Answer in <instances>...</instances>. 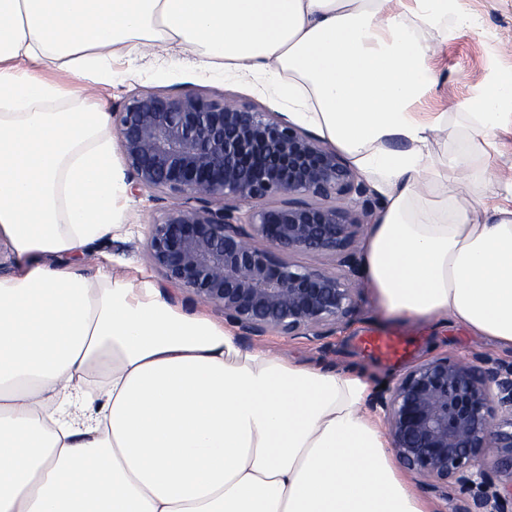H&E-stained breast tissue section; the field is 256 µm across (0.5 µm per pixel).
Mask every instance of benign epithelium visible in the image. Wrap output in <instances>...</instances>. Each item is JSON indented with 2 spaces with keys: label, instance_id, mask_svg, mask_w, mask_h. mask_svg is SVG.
Instances as JSON below:
<instances>
[{
  "label": "benign epithelium",
  "instance_id": "7a95c632",
  "mask_svg": "<svg viewBox=\"0 0 512 512\" xmlns=\"http://www.w3.org/2000/svg\"><path fill=\"white\" fill-rule=\"evenodd\" d=\"M130 191L167 200L145 250L243 336L319 340L355 308L354 247L379 208L334 149L273 112L145 90L112 113ZM330 256L337 271L290 255ZM393 448L436 491L512 512V370L424 360L378 399Z\"/></svg>",
  "mask_w": 512,
  "mask_h": 512
}]
</instances>
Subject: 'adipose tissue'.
<instances>
[{"instance_id": "ef3b65f1", "label": "adipose tissue", "mask_w": 512, "mask_h": 512, "mask_svg": "<svg viewBox=\"0 0 512 512\" xmlns=\"http://www.w3.org/2000/svg\"><path fill=\"white\" fill-rule=\"evenodd\" d=\"M466 0H0V512H431L388 449L369 385L243 347L109 266H60L125 224L111 116L43 78L111 82L112 59L174 44L206 73L276 81L288 118L380 197L363 244L378 306L512 349V208L473 206L512 120V71L473 87L464 143L417 105Z\"/></svg>"}]
</instances>
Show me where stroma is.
Masks as SVG:
<instances>
[{
  "label": "stroma",
  "mask_w": 512,
  "mask_h": 512,
  "mask_svg": "<svg viewBox=\"0 0 512 512\" xmlns=\"http://www.w3.org/2000/svg\"><path fill=\"white\" fill-rule=\"evenodd\" d=\"M468 10L477 17L474 28L457 31L448 42L438 44L430 59L437 83L419 105L420 111L448 115V128L441 131L431 146L443 155L457 146L456 134L464 123L462 105L471 95L472 83L489 67L512 70V0H467ZM113 80L97 86L95 101L117 109L123 101L144 90L179 96L187 92L227 104L248 105L261 111L283 114L286 103L277 100L271 85L242 75L201 74L189 64L169 66L164 59L146 56L132 62L116 58L112 62ZM126 233L106 237L90 248L79 268L94 272L96 266L125 267L128 275L145 278L163 289L165 295L188 312L202 311L215 320L224 314L198 300L191 292L167 287L162 276L148 264L142 250L149 224L160 218L165 204L148 195H129ZM356 305L346 323L323 340L269 333L240 337L246 347L265 346L299 362L324 369H352L367 381L371 394L392 382L406 369L435 356H447L465 364L484 360L499 368L512 367V350H503L490 341L470 335L453 322L407 323L385 316L375 303L364 277H356ZM398 333L408 350L397 362L375 358L362 345L369 332Z\"/></svg>",
  "instance_id": "1"
}]
</instances>
